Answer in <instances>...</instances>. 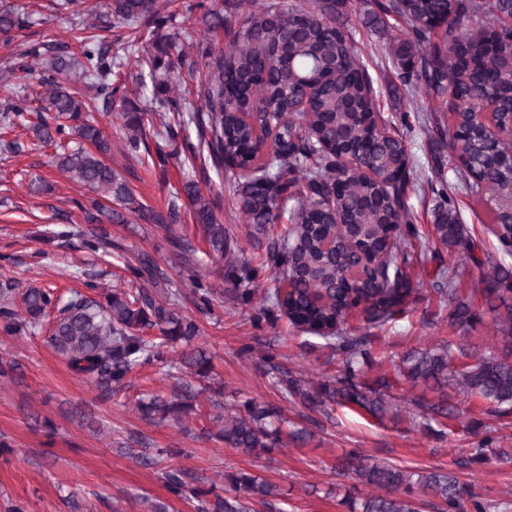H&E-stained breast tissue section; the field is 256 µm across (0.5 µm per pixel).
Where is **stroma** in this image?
<instances>
[{
	"instance_id": "stroma-1",
	"label": "stroma",
	"mask_w": 512,
	"mask_h": 512,
	"mask_svg": "<svg viewBox=\"0 0 512 512\" xmlns=\"http://www.w3.org/2000/svg\"><path fill=\"white\" fill-rule=\"evenodd\" d=\"M11 2L29 15L31 24L11 43L0 42V102L17 79L37 87L39 70L20 71L30 45L57 41L66 43L70 50L78 48L76 24L47 10L45 0ZM210 4L211 0H167L166 11L172 16L167 34L209 38L216 46H225L223 32H208L201 21ZM336 10L373 80L382 117L428 106L423 85L403 86L391 65L389 53L399 23L376 24L375 0H340ZM132 38L137 41L135 49L116 58L113 66L112 83L119 86V96L110 108L94 111L93 118L112 142V165L127 178L142 202L162 212L184 182L194 176L196 167L182 155L170 157L165 165H154L146 151L134 154L126 146L121 100L134 96L136 60L140 50L150 47L153 36L142 24L107 34L108 41L116 46ZM406 140L412 163L407 204L420 236L406 241L405 248L416 253L420 238L433 235L438 199L431 189L436 180L432 161L437 156L446 159L448 143L420 127ZM53 153L50 147L20 154L0 150V279L16 277L66 295L85 291L89 273L99 275L104 284L126 287L132 275L124 261L109 265L96 262L86 256L76 238L64 246L51 241L50 234L58 224L81 221L80 207L90 197L87 189L51 165ZM453 167L446 159L447 179H454ZM201 192L215 201L214 212L226 235L237 240L246 255L261 256L266 238L254 235L246 215L225 192L223 177L211 175ZM457 200L460 222L477 243L476 256L490 254L512 266V256H503L481 209L466 193H458ZM109 231L128 254L145 251L154 255L166 267L175 287L187 288L190 274L196 273L214 288L215 314L199 316L198 322L200 341L212 354V376L224 386L225 405L235 407L249 399L281 405L291 424L311 428L312 436L306 443L273 451L259 460L213 440H195L183 436L171 423L146 422L137 411L140 397L170 392L172 381L163 365L133 373L126 389L103 400L93 386L69 369L44 333L0 335V358L20 363L15 376H0V440L12 448L11 453L0 457V512H8L14 504L24 505L27 512H149L154 504L165 505L167 512H195L190 501L168 493L162 478L164 464L145 465L126 455L124 442L134 431L145 436L147 447L180 448L176 465L197 473L205 483L223 486L225 473L239 470L266 477L278 485L284 512H346L341 498L366 492L358 479L340 473L344 459L354 451L367 464L387 462L416 472L435 467L454 471L477 499L490 504V512H512V464L492 454L482 463H468L474 431L456 421L434 422L423 429L406 420L382 423L352 406L309 420L302 409L282 403L265 371L266 362L325 381L335 378L339 359L330 349L307 346L305 333L293 328L283 315H271L257 327L244 309L234 306L225 292L227 283L221 268L208 255L209 246L190 204H183L181 220L173 230L140 223L113 224ZM173 232L188 237L196 248L193 268L184 267L174 254L168 241ZM79 262L84 263L85 273H76L74 266ZM442 263L461 266L460 293L470 299L477 314L462 334L450 327L449 309L433 291ZM479 274L478 267L462 261L456 250L443 245L438 248L437 260L416 266L410 276L414 302L409 312L369 331L379 351L381 370L392 371L394 362L409 350L441 341L449 340L469 350L491 345V317L483 298L473 291ZM378 371H365L364 381L372 382Z\"/></svg>"
}]
</instances>
